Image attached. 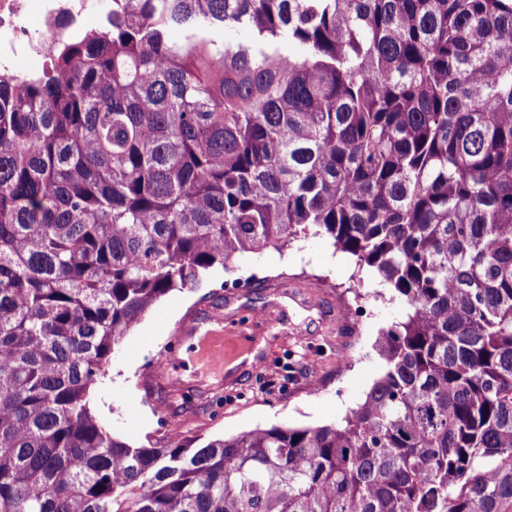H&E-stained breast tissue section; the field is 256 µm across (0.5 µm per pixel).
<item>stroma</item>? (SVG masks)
<instances>
[{"mask_svg":"<svg viewBox=\"0 0 512 512\" xmlns=\"http://www.w3.org/2000/svg\"><path fill=\"white\" fill-rule=\"evenodd\" d=\"M356 277L371 311L357 329L342 311ZM380 283L324 236L243 254L234 271L155 303L122 340L91 408L135 446L175 432L205 440L341 423L382 373L379 330L406 313L400 302L373 299Z\"/></svg>","mask_w":512,"mask_h":512,"instance_id":"1","label":"stroma"}]
</instances>
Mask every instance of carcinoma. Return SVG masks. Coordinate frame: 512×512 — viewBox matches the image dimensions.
<instances>
[{"label":"carcinoma","instance_id":"obj_1","mask_svg":"<svg viewBox=\"0 0 512 512\" xmlns=\"http://www.w3.org/2000/svg\"><path fill=\"white\" fill-rule=\"evenodd\" d=\"M309 235L407 307L362 404L107 430L162 296ZM0 512H512V0H112L0 72Z\"/></svg>","mask_w":512,"mask_h":512}]
</instances>
